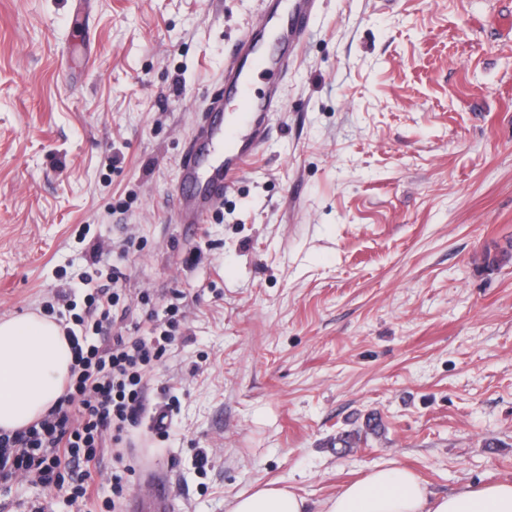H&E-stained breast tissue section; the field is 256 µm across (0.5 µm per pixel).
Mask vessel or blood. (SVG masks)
I'll return each mask as SVG.
<instances>
[{
  "mask_svg": "<svg viewBox=\"0 0 512 512\" xmlns=\"http://www.w3.org/2000/svg\"><path fill=\"white\" fill-rule=\"evenodd\" d=\"M323 0H262L263 30H242L224 66L219 96L211 99L181 163L179 223L196 228L220 207L241 173L264 146L282 82L292 67ZM237 101L225 117L224 100ZM148 496L132 497L130 512H172L171 486L158 471L145 475Z\"/></svg>",
  "mask_w": 512,
  "mask_h": 512,
  "instance_id": "vessel-or-blood-1",
  "label": "vessel or blood"
}]
</instances>
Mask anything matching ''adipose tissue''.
Listing matches in <instances>:
<instances>
[{
  "label": "adipose tissue",
  "instance_id": "1",
  "mask_svg": "<svg viewBox=\"0 0 512 512\" xmlns=\"http://www.w3.org/2000/svg\"><path fill=\"white\" fill-rule=\"evenodd\" d=\"M71 364L56 320L0 319V429L19 430L42 417L64 393ZM228 512H308V504L289 489L265 486L236 499ZM323 512H512V483L433 496L413 472L381 467L339 490Z\"/></svg>",
  "mask_w": 512,
  "mask_h": 512
}]
</instances>
